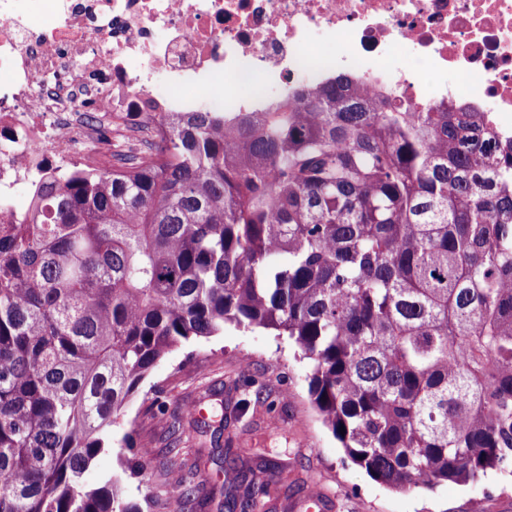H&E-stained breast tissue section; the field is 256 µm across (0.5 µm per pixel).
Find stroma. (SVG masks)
<instances>
[{
    "mask_svg": "<svg viewBox=\"0 0 512 512\" xmlns=\"http://www.w3.org/2000/svg\"><path fill=\"white\" fill-rule=\"evenodd\" d=\"M310 365L287 339L262 328L225 326L223 335L184 343L159 360L112 428V444L85 475L98 485L119 476L125 497L152 500L151 512H175L173 467L190 470L198 454L232 448L241 468L264 457L286 465L267 512H289L290 502L320 485L336 512H512V473H492L478 483L396 490L354 465L324 426L308 392ZM220 406L226 421L218 442L201 435L186 416L178 433L165 422L187 406ZM150 449L143 469L121 471L123 436ZM184 512H216L215 506H181Z\"/></svg>",
    "mask_w": 512,
    "mask_h": 512,
    "instance_id": "obj_1",
    "label": "stroma"
}]
</instances>
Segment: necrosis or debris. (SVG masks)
Masks as SVG:
<instances>
[{
    "instance_id": "4bbe7bcc",
    "label": "necrosis or debris",
    "mask_w": 512,
    "mask_h": 512,
    "mask_svg": "<svg viewBox=\"0 0 512 512\" xmlns=\"http://www.w3.org/2000/svg\"><path fill=\"white\" fill-rule=\"evenodd\" d=\"M339 72L512 134V0H0V206L147 113L252 112Z\"/></svg>"
}]
</instances>
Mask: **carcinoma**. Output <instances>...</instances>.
Listing matches in <instances>:
<instances>
[{
    "mask_svg": "<svg viewBox=\"0 0 512 512\" xmlns=\"http://www.w3.org/2000/svg\"><path fill=\"white\" fill-rule=\"evenodd\" d=\"M296 99L162 112L157 150L48 172L0 219V512H144L84 474L157 361L226 325L292 340L375 481L512 473V136L344 74ZM265 471L224 508L261 512ZM172 474L178 499L200 490Z\"/></svg>",
    "mask_w": 512,
    "mask_h": 512,
    "instance_id": "cac0c4a2",
    "label": "carcinoma"
}]
</instances>
